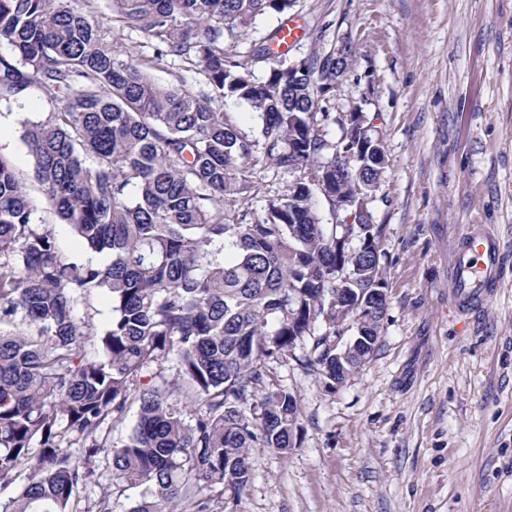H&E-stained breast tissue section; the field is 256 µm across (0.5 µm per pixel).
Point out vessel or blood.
<instances>
[{"mask_svg": "<svg viewBox=\"0 0 512 512\" xmlns=\"http://www.w3.org/2000/svg\"><path fill=\"white\" fill-rule=\"evenodd\" d=\"M501 239L495 226L469 224L451 251L449 298L466 315H476L495 292L501 274Z\"/></svg>", "mask_w": 512, "mask_h": 512, "instance_id": "b4317fda", "label": "vessel or blood"}]
</instances>
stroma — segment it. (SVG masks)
Segmentation results:
<instances>
[{
    "mask_svg": "<svg viewBox=\"0 0 512 512\" xmlns=\"http://www.w3.org/2000/svg\"><path fill=\"white\" fill-rule=\"evenodd\" d=\"M114 54L143 37L112 24L111 0H75ZM306 59L350 44L331 111L361 107L387 166L364 200L382 224L388 307L369 360L335 390L286 357L276 382L297 399L299 446L252 451L253 480L234 512H512V0H296ZM285 16L224 35L256 78L252 43ZM31 86L0 100V154L64 254L87 252L32 180L23 124L49 111ZM492 224L503 245L497 294L473 319L448 297L451 245Z\"/></svg>",
    "mask_w": 512,
    "mask_h": 512,
    "instance_id": "stroma-1",
    "label": "stroma"
}]
</instances>
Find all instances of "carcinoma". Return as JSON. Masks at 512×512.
Masks as SVG:
<instances>
[{
	"mask_svg": "<svg viewBox=\"0 0 512 512\" xmlns=\"http://www.w3.org/2000/svg\"><path fill=\"white\" fill-rule=\"evenodd\" d=\"M71 2L0 0V97L32 85L50 94V111L24 124L33 177L107 262L59 250L0 154V488L25 477L0 512H77L79 494L107 476L143 488L132 512H178L185 498L217 512L250 486L251 449L297 447V400L270 361L308 342L299 365L336 389V265L362 284L386 257L382 225L349 222L355 207L336 208V194L374 192L386 160L361 170L347 140L328 137L349 126L322 101L350 47L301 60L299 79L278 28L254 44L269 64L261 79L224 51V31L286 15L295 0H112L110 21L154 50L127 60ZM168 57L197 68L205 88L155 82L148 70ZM226 100L256 114L260 138L222 111ZM260 148L297 180L244 223L237 207L260 193ZM318 196L337 223H323ZM359 231L369 255L352 245ZM94 292L112 305L99 330L76 315ZM171 358L202 404L196 416L156 381L153 366ZM134 404L131 434L111 443L104 425Z\"/></svg>",
	"mask_w": 512,
	"mask_h": 512,
	"instance_id": "carcinoma-1",
	"label": "carcinoma"
}]
</instances>
